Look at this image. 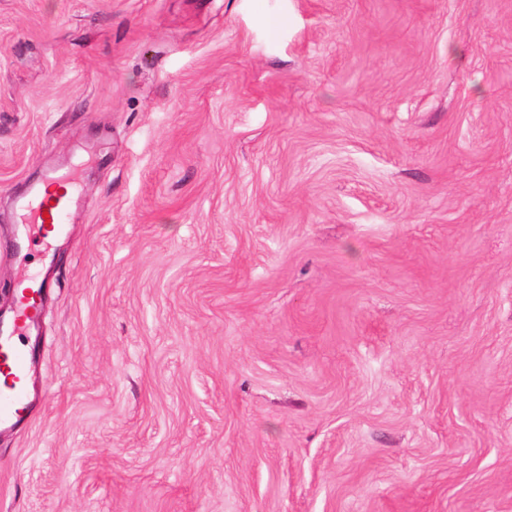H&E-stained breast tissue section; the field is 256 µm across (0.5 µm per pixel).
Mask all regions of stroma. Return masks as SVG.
Masks as SVG:
<instances>
[{
  "label": "stroma",
  "instance_id": "stroma-1",
  "mask_svg": "<svg viewBox=\"0 0 512 512\" xmlns=\"http://www.w3.org/2000/svg\"><path fill=\"white\" fill-rule=\"evenodd\" d=\"M25 274L0 512H512V0H0ZM63 187H57L54 196L42 194L41 187L34 188L19 204L18 220L21 224H39L46 232L55 231V224H61L62 218L67 215L76 203V194L72 183L66 182ZM44 212L48 218H43ZM49 220V223H46ZM50 224V229L45 225ZM20 291L17 297L16 336H22L28 323L37 319L41 310V289L45 292L44 281H36L30 277L20 280Z\"/></svg>",
  "mask_w": 512,
  "mask_h": 512
}]
</instances>
